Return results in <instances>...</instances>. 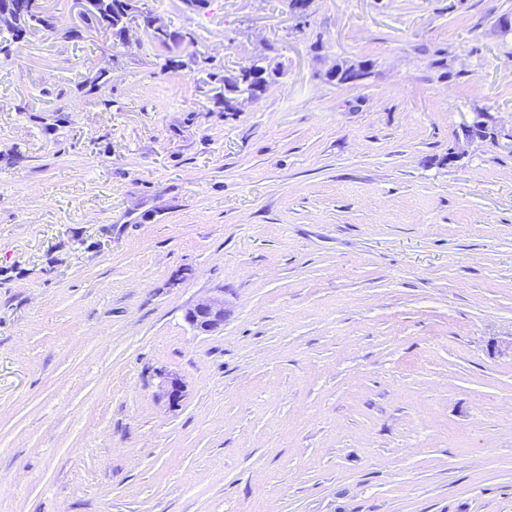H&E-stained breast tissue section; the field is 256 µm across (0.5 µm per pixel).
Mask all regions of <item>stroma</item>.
I'll return each instance as SVG.
<instances>
[{
	"mask_svg": "<svg viewBox=\"0 0 512 512\" xmlns=\"http://www.w3.org/2000/svg\"><path fill=\"white\" fill-rule=\"evenodd\" d=\"M43 5L0 55V512H512V0H146L181 41L118 48ZM187 320L200 332L209 333L224 325V296L198 303L187 312Z\"/></svg>",
	"mask_w": 512,
	"mask_h": 512,
	"instance_id": "1",
	"label": "stroma"
}]
</instances>
